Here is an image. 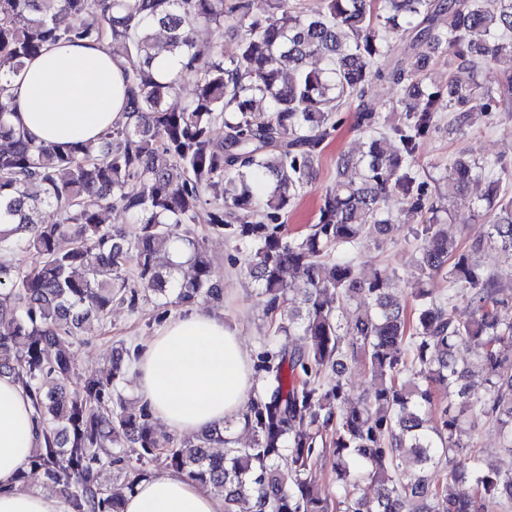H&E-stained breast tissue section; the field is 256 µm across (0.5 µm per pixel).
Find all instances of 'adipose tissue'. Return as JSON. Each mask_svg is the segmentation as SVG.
Returning <instances> with one entry per match:
<instances>
[{"label":"adipose tissue","mask_w":512,"mask_h":512,"mask_svg":"<svg viewBox=\"0 0 512 512\" xmlns=\"http://www.w3.org/2000/svg\"><path fill=\"white\" fill-rule=\"evenodd\" d=\"M124 62L86 41L47 45L10 81L8 120L45 144L97 140L125 112ZM136 389L155 419L178 435L242 421L258 383L238 337L204 309L181 313L136 362ZM40 437L23 386L0 377V512H63L52 496L19 489ZM124 512H224V501L180 473L139 481Z\"/></svg>","instance_id":"adipose-tissue-1"}]
</instances>
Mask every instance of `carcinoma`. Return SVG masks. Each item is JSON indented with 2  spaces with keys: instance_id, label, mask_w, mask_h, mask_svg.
<instances>
[{
  "instance_id": "carcinoma-1",
  "label": "carcinoma",
  "mask_w": 512,
  "mask_h": 512,
  "mask_svg": "<svg viewBox=\"0 0 512 512\" xmlns=\"http://www.w3.org/2000/svg\"><path fill=\"white\" fill-rule=\"evenodd\" d=\"M269 2L270 11L255 15L248 0H0V225H15L0 232V255L36 256L25 270L0 262V376L22 382L41 427L29 470L61 487L71 512H123L124 491L97 489L94 466L112 460V447L140 448L224 498V512H329L302 475L317 456L306 429L330 428L345 512H496L512 502V467L485 471L475 459L438 484L428 472L448 450L473 447L468 418L494 420L512 456V304L448 240L440 227L447 208L426 198L415 163L419 143L438 129V113L452 112L451 129L461 131L475 112L509 111L512 75L492 84L485 77L500 60L512 61V0H315L307 12L297 0ZM438 14L447 15L446 25H434ZM201 26L214 33L206 54L195 39ZM157 27L166 31L162 42L153 37ZM226 28L237 35L230 54ZM409 31L416 55L444 54L471 82L444 83L427 69L392 64V39ZM59 41H105L125 61V120L95 143H38L7 122L10 78ZM162 56L179 59L180 69L155 70ZM313 57L320 67H309ZM189 81L196 96L173 107ZM373 83L397 88L402 119L388 126L360 108L365 149L337 158L339 190L324 194L310 228L287 231L288 205L311 184L338 112L363 101ZM258 98L268 103L262 115L253 109ZM218 124L219 152L212 149ZM506 167L502 159L459 157L445 180L450 197L486 181L477 209L489 231L473 248L493 244L512 256V198L500 197L496 178ZM217 179L224 197L203 212L201 194ZM33 185L43 196L29 193ZM393 190L408 211L424 214L418 277L471 290L470 320H457L449 299L429 288L414 289L407 309L385 269L357 273L352 249L391 229L385 198ZM115 206L133 234L101 222ZM44 207L55 208L57 222L40 221ZM200 219L235 243L274 318L272 335L305 339L302 348L283 343L263 356L264 384L243 422L248 447L236 446L226 427L180 439L158 433L151 413L127 412L114 396L131 360L122 347L112 351L107 378L71 382L82 323L104 318L114 303L136 308L138 289L172 295L177 306L220 299L204 243L185 240L188 279L179 277L180 263L160 260L180 225ZM61 238L69 249L58 248ZM287 270L302 281L299 297ZM353 300L364 314L350 321L345 309ZM462 350L487 368L483 397L459 364ZM348 356L364 357L376 383L371 396L346 408L343 382L324 387L319 375ZM217 445L224 454L211 451ZM403 452L413 456L414 471L398 472ZM466 479L476 496L455 492ZM365 481L376 486L371 498L355 492Z\"/></svg>"
}]
</instances>
